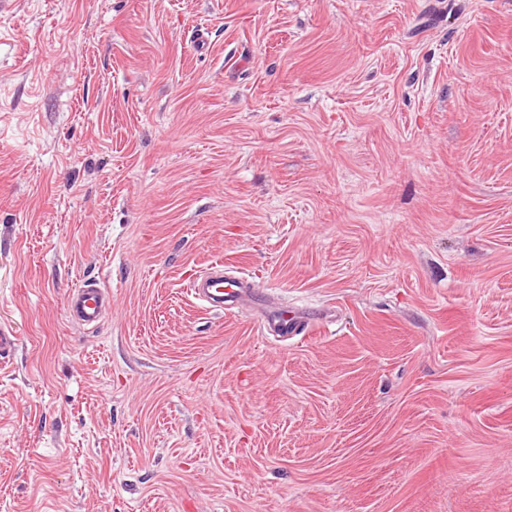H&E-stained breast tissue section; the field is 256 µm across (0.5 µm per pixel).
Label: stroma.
Wrapping results in <instances>:
<instances>
[{
	"instance_id": "obj_1",
	"label": "stroma",
	"mask_w": 512,
	"mask_h": 512,
	"mask_svg": "<svg viewBox=\"0 0 512 512\" xmlns=\"http://www.w3.org/2000/svg\"><path fill=\"white\" fill-rule=\"evenodd\" d=\"M3 322L0 512H512V0H13ZM222 265L215 264L208 271L198 275L190 284V293L200 302L212 308L238 307L259 302L263 292L255 290L244 278H228L216 270ZM110 305L109 293L95 283L80 285L68 296L66 309L69 317L83 327L98 326ZM315 315L314 313L305 315L299 311L265 305L261 311V324L263 329L284 341L306 333L314 318L320 320L318 315L313 317Z\"/></svg>"
}]
</instances>
